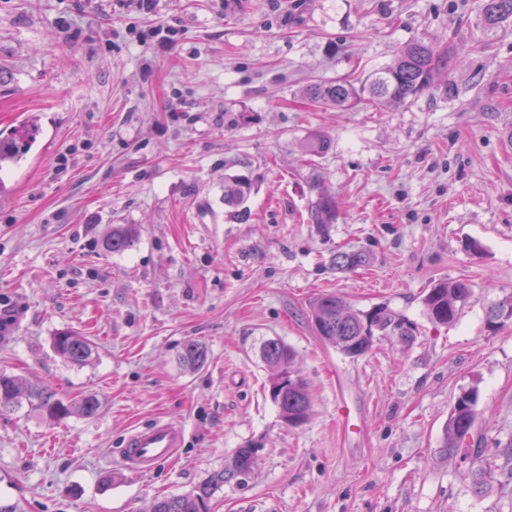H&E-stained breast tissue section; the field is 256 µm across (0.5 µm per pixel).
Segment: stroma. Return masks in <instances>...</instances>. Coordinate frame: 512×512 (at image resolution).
<instances>
[{
    "label": "stroma",
    "instance_id": "obj_1",
    "mask_svg": "<svg viewBox=\"0 0 512 512\" xmlns=\"http://www.w3.org/2000/svg\"><path fill=\"white\" fill-rule=\"evenodd\" d=\"M172 19L170 49L152 27ZM452 38L471 47L452 67L455 99L303 98L316 80L360 84L406 42ZM482 39L479 0H159L152 21L107 0H0V139L36 129L0 174V371L101 403L60 422L0 414V504L147 512L252 441L256 470L211 512H512V322L485 327L512 293V27L476 50ZM315 131L331 140L319 157L302 149ZM230 175L252 183L241 215L224 205ZM321 189L336 223L309 221ZM116 224L140 228L120 253L104 246ZM353 251L366 265L337 269ZM459 278L469 303L434 326L425 292ZM323 294L387 305L413 333L347 358L308 319ZM63 330L95 343L88 364L53 351ZM270 338L294 349L313 401L297 428L263 390ZM188 339L209 350L192 374L175 359ZM467 390L494 470L481 497L469 463L442 449ZM160 417L184 427L183 448L130 473L124 440Z\"/></svg>",
    "mask_w": 512,
    "mask_h": 512
}]
</instances>
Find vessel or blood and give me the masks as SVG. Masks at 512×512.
I'll return each mask as SVG.
<instances>
[{
    "label": "vessel or blood",
    "mask_w": 512,
    "mask_h": 512,
    "mask_svg": "<svg viewBox=\"0 0 512 512\" xmlns=\"http://www.w3.org/2000/svg\"><path fill=\"white\" fill-rule=\"evenodd\" d=\"M184 441L185 432L180 423L159 419L147 427L133 430L127 436L122 461L129 469L148 474L161 462L171 460Z\"/></svg>",
    "instance_id": "1"
}]
</instances>
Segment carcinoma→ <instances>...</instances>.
Masks as SVG:
<instances>
[{
	"mask_svg": "<svg viewBox=\"0 0 512 512\" xmlns=\"http://www.w3.org/2000/svg\"><path fill=\"white\" fill-rule=\"evenodd\" d=\"M484 30L491 33L505 26H512V0H480ZM455 46L440 48L432 43L412 41L397 50L391 64L376 70L368 84L359 88L346 80H326L310 84L305 94L313 103L343 109L366 98L372 103H402L423 94L439 93L451 99L458 95L457 83L451 79L438 81V75L451 66ZM330 148L327 136L315 133L304 143V151L313 156L321 155ZM251 193V181L243 176H230L224 180V205L241 207ZM337 218L336 198L326 191L318 192L309 220L313 224H332ZM137 227L118 224L105 241L111 252H121L134 241ZM366 258L358 252H341L336 255V266L341 270L353 269L365 264ZM472 290L463 279L443 280L430 288L423 299L427 318L435 325L455 323L468 304ZM512 321V293L492 304L487 312V328L491 331ZM311 322L319 338L336 348L348 358L357 359L368 354L379 333L396 332L400 336L412 335L404 318L379 305L368 312L352 309L336 295L324 294L311 304ZM52 348L64 360L81 365L94 353L92 342L72 331H61L53 336ZM261 357L268 370V386L285 380L288 386L271 392L270 397L278 407L284 422L298 427L306 422L311 411V398L302 378L294 370L295 353L284 342L271 339L263 342ZM180 367L187 372L202 369L208 361V349L198 340L184 341L176 354ZM476 394L465 392L458 396L444 429L443 448L453 456L463 448L481 445L484 435L478 430ZM27 407L53 421H62L73 415L93 417L100 410V402L94 395L70 397L58 393L48 385H35L16 375L0 372V414ZM259 446L248 443L234 452L224 468L213 472L206 480L191 490L175 496L154 500L150 512H209V504L224 484L242 483L257 464ZM481 450L471 454L472 485L476 492L487 489L493 470L480 460Z\"/></svg>",
	"mask_w": 512,
	"mask_h": 512,
	"instance_id": "cac0c4a2",
	"label": "carcinoma"
}]
</instances>
